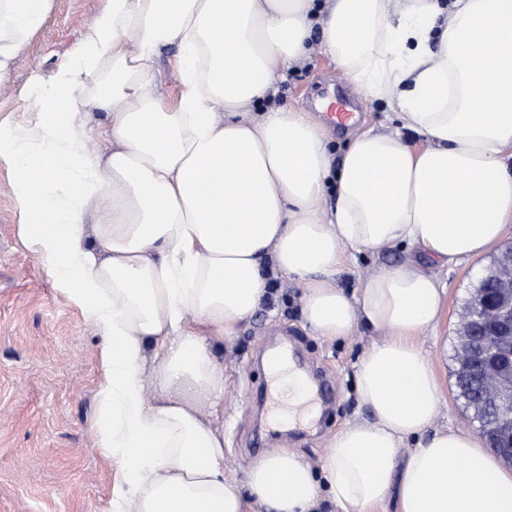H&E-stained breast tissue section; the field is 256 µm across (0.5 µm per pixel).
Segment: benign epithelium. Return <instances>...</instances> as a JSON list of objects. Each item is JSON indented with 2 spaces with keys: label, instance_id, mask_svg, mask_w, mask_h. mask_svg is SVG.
<instances>
[{
  "label": "benign epithelium",
  "instance_id": "7a95c632",
  "mask_svg": "<svg viewBox=\"0 0 512 512\" xmlns=\"http://www.w3.org/2000/svg\"><path fill=\"white\" fill-rule=\"evenodd\" d=\"M456 383L476 429L512 466V244L504 246L475 289L456 331Z\"/></svg>",
  "mask_w": 512,
  "mask_h": 512
}]
</instances>
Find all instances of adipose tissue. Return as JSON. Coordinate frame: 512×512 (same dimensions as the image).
<instances>
[{"label": "adipose tissue", "mask_w": 512, "mask_h": 512, "mask_svg": "<svg viewBox=\"0 0 512 512\" xmlns=\"http://www.w3.org/2000/svg\"><path fill=\"white\" fill-rule=\"evenodd\" d=\"M48 4L0 0V82ZM168 46L171 104L156 91ZM315 48L391 111L339 162L310 113L263 106ZM32 108L50 120L0 125V159L21 236L102 335L95 437L119 463L112 512H316L325 496L366 512L394 487L399 512H512V473L433 426L419 338L440 317L438 277L407 260L353 297L331 280L355 252L400 244L456 265L512 222V0H109ZM90 112L112 117L93 154L75 123ZM268 258L303 283L318 336L360 320L381 332L356 370L372 418L336 432L320 467L284 449L237 483L200 403L224 402L211 342L258 309Z\"/></svg>", "instance_id": "ef3b65f1"}]
</instances>
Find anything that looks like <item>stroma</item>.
Segmentation results:
<instances>
[{
  "instance_id": "stroma-1",
  "label": "stroma",
  "mask_w": 512,
  "mask_h": 512,
  "mask_svg": "<svg viewBox=\"0 0 512 512\" xmlns=\"http://www.w3.org/2000/svg\"><path fill=\"white\" fill-rule=\"evenodd\" d=\"M106 6L107 0H50L44 22L19 50L9 78L0 82L1 123L23 132L44 120V113L31 109L33 95L53 82L58 67ZM327 90L356 102L352 126L325 129L339 157L356 129L384 124L387 113L384 104L365 98L317 51L289 72L275 101L313 112L324 122L326 113L317 96ZM14 176L11 162L0 159V512H110L118 466L98 447L93 432L105 381L101 334L57 288L47 265L22 239ZM508 243L512 223L499 243L448 266L411 247L366 249L332 277L351 294L366 276L411 257L444 283L442 315L419 339L440 383L436 428L475 430L455 386L456 327L485 269ZM302 296L300 282L272 273L254 315L231 341L212 343L224 366V410L213 422L224 431V473L232 480H242L262 458L255 448L257 438H264L267 448L297 451L317 465L333 435L367 415L358 403L355 371L379 332L361 323L347 338L323 339L303 318ZM283 341L295 351L293 369L317 366L335 389L334 402L318 409L305 425L273 426L269 406L257 402V391L272 384L262 356Z\"/></svg>"
}]
</instances>
